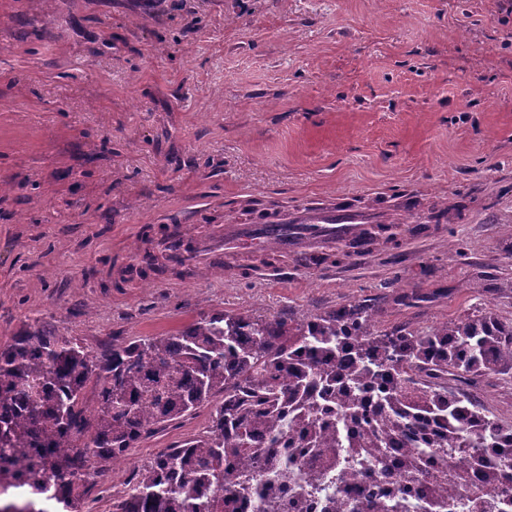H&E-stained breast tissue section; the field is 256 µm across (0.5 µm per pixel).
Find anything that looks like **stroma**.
<instances>
[{"instance_id":"1","label":"stroma","mask_w":512,"mask_h":512,"mask_svg":"<svg viewBox=\"0 0 512 512\" xmlns=\"http://www.w3.org/2000/svg\"><path fill=\"white\" fill-rule=\"evenodd\" d=\"M406 189L467 208L421 232L401 214L397 246L295 257L276 280L261 264L125 274L168 224L194 235L339 194L387 209ZM412 288L423 301L398 306ZM357 303L382 330L512 319L507 0H0V344L48 323L99 355L215 311ZM207 420L95 476L94 512Z\"/></svg>"}]
</instances>
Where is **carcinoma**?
<instances>
[{
  "label": "carcinoma",
  "instance_id": "obj_1",
  "mask_svg": "<svg viewBox=\"0 0 512 512\" xmlns=\"http://www.w3.org/2000/svg\"><path fill=\"white\" fill-rule=\"evenodd\" d=\"M391 229L375 225L370 243L394 241ZM378 319L375 303L296 322L217 311L114 343L102 359L31 325L0 344V489L32 482L44 492L55 479L101 473L208 405V425L143 464L112 512H224L228 497L251 492L254 462L264 459L271 482L288 472L263 448L331 458L343 494L348 466L384 463L396 445L427 512H466L491 491L512 512V424L462 389L512 369V320L489 306L426 330L376 331ZM53 498L58 512H87L77 484ZM362 508L409 512L403 497Z\"/></svg>",
  "mask_w": 512,
  "mask_h": 512
}]
</instances>
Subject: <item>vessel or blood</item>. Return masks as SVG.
I'll return each instance as SVG.
<instances>
[{
    "label": "vessel or blood",
    "mask_w": 512,
    "mask_h": 512,
    "mask_svg": "<svg viewBox=\"0 0 512 512\" xmlns=\"http://www.w3.org/2000/svg\"><path fill=\"white\" fill-rule=\"evenodd\" d=\"M388 217V212L357 207L348 198L311 201L299 208L278 206L268 210L261 223L237 220L215 229L209 237L194 241L189 252L178 240L165 241L163 253L191 258L198 267L220 266L231 273L243 259L259 261L271 253L282 258H315L338 244L364 243L365 230L386 223Z\"/></svg>",
    "instance_id": "1"
}]
</instances>
